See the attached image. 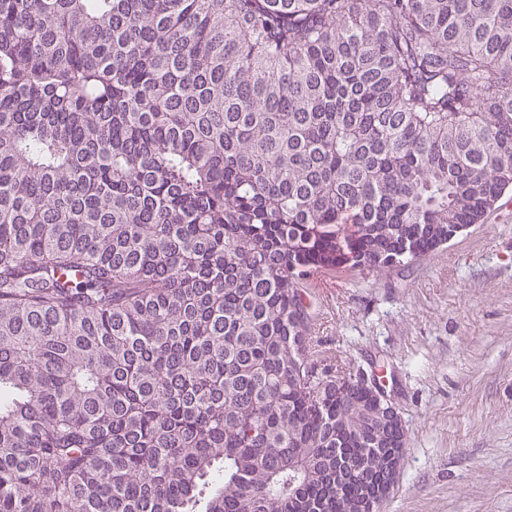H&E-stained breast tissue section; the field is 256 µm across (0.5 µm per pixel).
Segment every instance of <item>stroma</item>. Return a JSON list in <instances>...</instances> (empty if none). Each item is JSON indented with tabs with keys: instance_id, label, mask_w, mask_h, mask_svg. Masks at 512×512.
Listing matches in <instances>:
<instances>
[{
	"instance_id": "35a3bbf8",
	"label": "stroma",
	"mask_w": 512,
	"mask_h": 512,
	"mask_svg": "<svg viewBox=\"0 0 512 512\" xmlns=\"http://www.w3.org/2000/svg\"><path fill=\"white\" fill-rule=\"evenodd\" d=\"M510 205L423 260L303 280L310 363L376 374L407 432L378 512H512Z\"/></svg>"
}]
</instances>
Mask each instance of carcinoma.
Masks as SVG:
<instances>
[{
    "label": "carcinoma",
    "instance_id": "cac0c4a2",
    "mask_svg": "<svg viewBox=\"0 0 512 512\" xmlns=\"http://www.w3.org/2000/svg\"><path fill=\"white\" fill-rule=\"evenodd\" d=\"M512 188V0H0V512H375L312 268Z\"/></svg>",
    "mask_w": 512,
    "mask_h": 512
}]
</instances>
